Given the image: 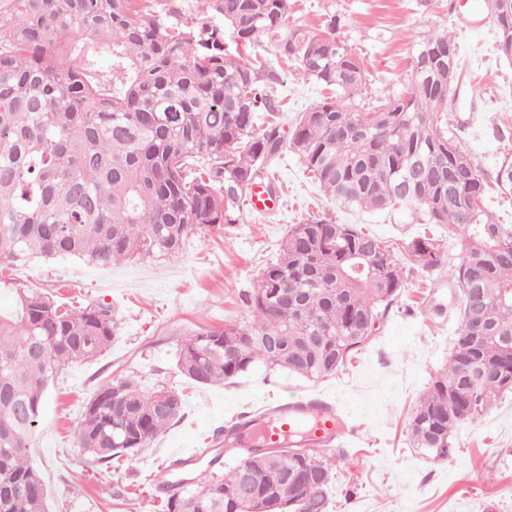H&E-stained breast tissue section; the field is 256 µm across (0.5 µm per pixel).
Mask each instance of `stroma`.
I'll list each match as a JSON object with an SVG mask.
<instances>
[{"label": "stroma", "instance_id": "obj_1", "mask_svg": "<svg viewBox=\"0 0 512 512\" xmlns=\"http://www.w3.org/2000/svg\"><path fill=\"white\" fill-rule=\"evenodd\" d=\"M291 3V27L316 31L325 13L340 18L342 39L364 65V109L404 93L414 44L454 33L461 90L448 105V123L460 129L484 176L512 162V65L497 56L492 19L475 15L470 0H429L425 6L417 0ZM247 54L263 65L280 107V135L290 139L296 117L326 97L327 89L284 64L269 43ZM275 175L280 199L273 210L247 207L225 229L191 231L179 258L109 267L33 258L14 266L16 279L69 304L105 303L119 321L105 351L63 369L47 391L29 457L43 477L50 512H163L157 482L174 449L210 447L215 430L237 413L314 389L337 393L358 429L352 448L336 460L331 512H512V392L456 431L448 460L432 459L408 440L410 417L432 378L447 366L459 327L447 266L424 270L406 263L405 286L389 314L333 377L314 382L258 370L224 386L202 387L178 371L177 350L189 333L249 320L245 295L274 259L289 225L327 216L402 247L427 233L425 225L348 208L325 196L290 149L276 160ZM129 376L145 390H177L184 417L150 447L106 467L79 448L75 428L100 383Z\"/></svg>", "mask_w": 512, "mask_h": 512}]
</instances>
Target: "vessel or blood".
Listing matches in <instances>:
<instances>
[{
	"mask_svg": "<svg viewBox=\"0 0 512 512\" xmlns=\"http://www.w3.org/2000/svg\"><path fill=\"white\" fill-rule=\"evenodd\" d=\"M237 423L244 443L257 439L283 450L300 446L321 452L347 445L355 433L337 401L320 392L241 413Z\"/></svg>",
	"mask_w": 512,
	"mask_h": 512,
	"instance_id": "b4317fda",
	"label": "vessel or blood"
}]
</instances>
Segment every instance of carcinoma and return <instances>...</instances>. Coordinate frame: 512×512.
<instances>
[{"label":"carcinoma","instance_id":"carcinoma-1","mask_svg":"<svg viewBox=\"0 0 512 512\" xmlns=\"http://www.w3.org/2000/svg\"><path fill=\"white\" fill-rule=\"evenodd\" d=\"M222 25L179 26L168 0H0V512H49L28 461L47 386L65 366L110 345V307L76 309L9 275L28 258H78L94 266L176 259L193 230L235 224L250 187L268 180L283 141L262 117L278 109L261 69L229 51L272 44L337 96L302 113L289 147L324 191L348 207L394 211L438 224L462 241L451 269L459 328L448 365L421 396L410 441L453 456L454 431L512 392V229L497 223L487 184L448 128L439 88L448 66L419 69L409 91L361 111L362 62L331 15L315 34L288 28L290 0H200ZM106 47L110 77L86 61ZM480 204L473 205L474 198ZM432 270L439 244L404 249L356 224H292L275 261L245 295L251 320L190 334L178 370L220 386L261 366L309 380L336 373L372 336L404 288V258ZM162 388L107 380L87 401L77 441L96 462L134 455L183 418ZM224 427L226 470L216 455L198 471L175 460L159 483L165 512H245L242 494L276 512H330L334 461L310 449L241 448Z\"/></svg>","mask_w":512,"mask_h":512}]
</instances>
